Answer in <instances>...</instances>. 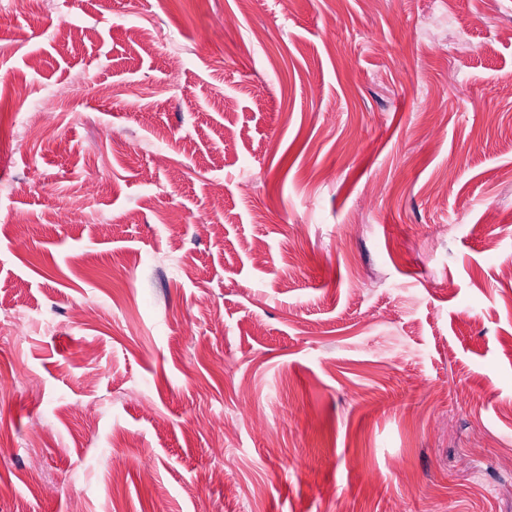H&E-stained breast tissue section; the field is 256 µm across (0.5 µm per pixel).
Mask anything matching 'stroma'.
Here are the masks:
<instances>
[{"label": "stroma", "mask_w": 512, "mask_h": 512, "mask_svg": "<svg viewBox=\"0 0 512 512\" xmlns=\"http://www.w3.org/2000/svg\"><path fill=\"white\" fill-rule=\"evenodd\" d=\"M0 8V512H512V0Z\"/></svg>", "instance_id": "1"}]
</instances>
